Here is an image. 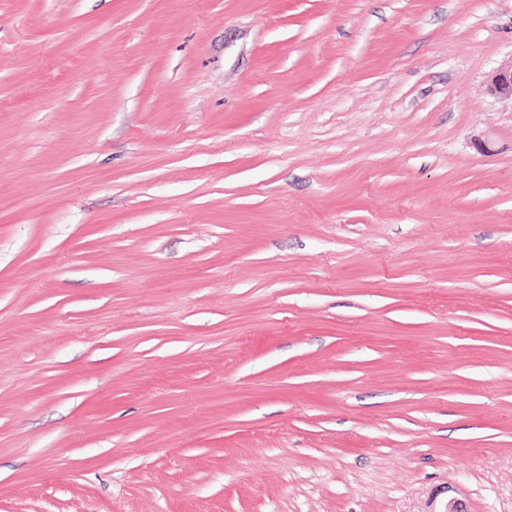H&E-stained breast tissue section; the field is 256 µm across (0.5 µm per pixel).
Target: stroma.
<instances>
[{
	"instance_id": "stroma-1",
	"label": "stroma",
	"mask_w": 512,
	"mask_h": 512,
	"mask_svg": "<svg viewBox=\"0 0 512 512\" xmlns=\"http://www.w3.org/2000/svg\"><path fill=\"white\" fill-rule=\"evenodd\" d=\"M512 0H0V512H512ZM488 91L493 95L512 99V63L494 70L488 82Z\"/></svg>"
}]
</instances>
